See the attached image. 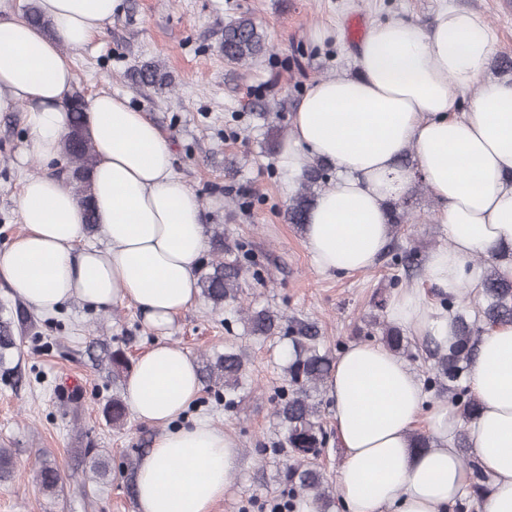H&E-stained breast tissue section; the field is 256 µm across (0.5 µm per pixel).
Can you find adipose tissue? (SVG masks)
Wrapping results in <instances>:
<instances>
[{
    "label": "adipose tissue",
    "instance_id": "adipose-tissue-1",
    "mask_svg": "<svg viewBox=\"0 0 512 512\" xmlns=\"http://www.w3.org/2000/svg\"><path fill=\"white\" fill-rule=\"evenodd\" d=\"M52 34L0 0V112L28 106V153L58 163L74 73L64 48L80 49L121 9V0H40ZM494 35L478 13L444 7L432 27L411 20L375 23L358 48V71L315 82L298 103L279 150L295 181L307 158L339 172L309 212L306 248L318 269L371 268L390 239L388 203L423 179L441 204L448 245L431 251V283L448 294L477 284V255L512 247V82L485 78ZM84 121L97 151L93 203L106 247L84 245V210L52 174L22 185L25 232L0 253V277L15 297L43 313L71 300L95 309L132 303L162 330L199 299L195 271L209 247L202 207L173 171L169 141L125 98L86 100ZM413 149L415 163L399 162ZM390 317L418 336L449 345L452 315L435 310L424 289H402ZM478 416L428 404L408 364L377 343H354L326 389L344 449L337 494L345 512H447L466 473L464 436L491 490L480 512H512V324L483 333L469 370ZM196 364L180 346L158 342L135 362L125 399L161 431L140 459L136 512H211L238 467L236 439L205 420L177 419L198 395ZM426 421L436 445L414 447Z\"/></svg>",
    "mask_w": 512,
    "mask_h": 512
}]
</instances>
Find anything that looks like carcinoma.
Segmentation results:
<instances>
[{"instance_id": "carcinoma-1", "label": "carcinoma", "mask_w": 512, "mask_h": 512, "mask_svg": "<svg viewBox=\"0 0 512 512\" xmlns=\"http://www.w3.org/2000/svg\"><path fill=\"white\" fill-rule=\"evenodd\" d=\"M221 48L224 59L235 64L256 62L270 52L263 30L246 15L224 24ZM136 79L143 86L157 89L167 85L165 74L156 64L142 65L136 72ZM84 104V96L79 91L73 92L66 102L72 120L61 141V150L68 160L66 180L85 208L87 228L93 230L97 221L90 209L92 186L89 175L96 165L97 155L83 122ZM327 182V164L319 160L310 161L299 188L289 200L286 209L288 223L300 228L304 226L317 195L316 189ZM407 207L408 202L401 198L390 204L392 227L406 223ZM208 231L211 258L201 265L197 280L202 298L216 308L226 302L238 304L246 329L254 336L271 337L288 332V356L282 367L288 389L281 394L274 410L284 434L287 459L279 477L288 483V512H297L307 503L314 505L315 512H334L335 489L318 465L327 444V432L317 398L324 391L336 357L320 346L319 330L315 324L295 318L286 320L269 308L244 306L242 280L248 260L246 244L225 241L224 230L217 225H208ZM481 285L482 302L474 321L457 313L456 297L450 295L443 299L442 308L454 315L455 341L446 348L427 342L428 357L432 360L427 384L440 395L448 394V402L459 409L465 420L477 412L478 403L467 387L460 385V380L475 357L483 327L512 323V277L499 267L490 265L485 268ZM28 318L26 309L21 306L7 308L0 305V372L5 375L14 370L13 358L20 351L19 333L24 331ZM382 340L397 354L407 350L408 337L389 326L383 328ZM198 365L204 388L224 390V405H234L245 379L242 355L231 350L204 353L198 357ZM105 414L115 427L126 424L127 407L120 393L112 395ZM461 460L469 474L467 498L471 502L478 501L488 492L490 478L477 459L464 453ZM15 465L13 453L0 448V481L11 477ZM38 476L42 491L50 497L55 496L62 477L46 457L40 461Z\"/></svg>"}]
</instances>
